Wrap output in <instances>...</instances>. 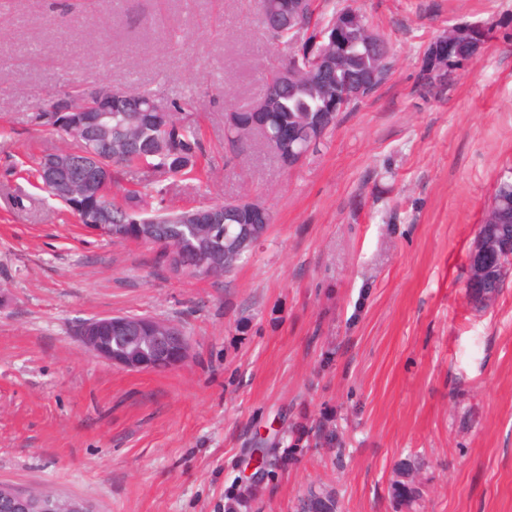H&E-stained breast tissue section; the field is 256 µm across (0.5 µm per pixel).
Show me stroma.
<instances>
[{
	"label": "stroma",
	"mask_w": 512,
	"mask_h": 512,
	"mask_svg": "<svg viewBox=\"0 0 512 512\" xmlns=\"http://www.w3.org/2000/svg\"><path fill=\"white\" fill-rule=\"evenodd\" d=\"M335 3L387 41L391 75L289 170L233 152L224 125L288 55L258 0H0V482L95 512H226L257 444L326 421L338 445L276 458L246 512H294L312 484L340 512H407L389 496L407 457L427 463L419 512H512V282L486 308L466 288L512 167V0ZM460 24L493 36L424 93L426 49ZM94 84L184 104L204 177L163 204L265 205L247 263L177 277L156 248L42 203L37 163L65 141L36 106ZM115 314L177 325L187 360L132 371L78 344L80 323Z\"/></svg>",
	"instance_id": "35a3bbf8"
}]
</instances>
